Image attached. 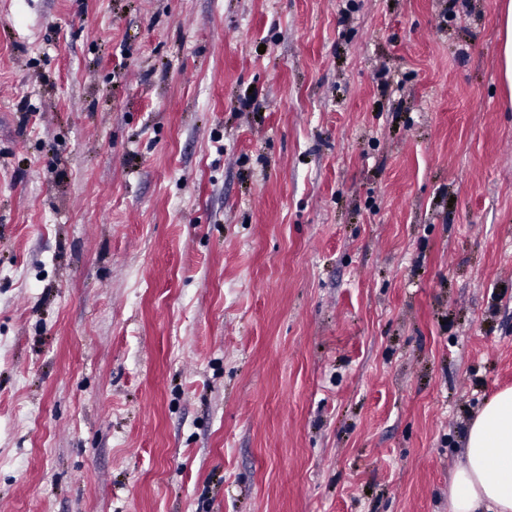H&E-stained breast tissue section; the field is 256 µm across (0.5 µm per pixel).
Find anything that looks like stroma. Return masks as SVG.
Here are the masks:
<instances>
[{
	"label": "stroma",
	"mask_w": 512,
	"mask_h": 512,
	"mask_svg": "<svg viewBox=\"0 0 512 512\" xmlns=\"http://www.w3.org/2000/svg\"><path fill=\"white\" fill-rule=\"evenodd\" d=\"M503 0H0V502L448 512L512 387Z\"/></svg>",
	"instance_id": "obj_1"
}]
</instances>
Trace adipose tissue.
<instances>
[{
  "label": "adipose tissue",
  "instance_id": "ef3b65f1",
  "mask_svg": "<svg viewBox=\"0 0 512 512\" xmlns=\"http://www.w3.org/2000/svg\"><path fill=\"white\" fill-rule=\"evenodd\" d=\"M448 512H512V388L493 395L469 423Z\"/></svg>",
  "mask_w": 512,
  "mask_h": 512
}]
</instances>
